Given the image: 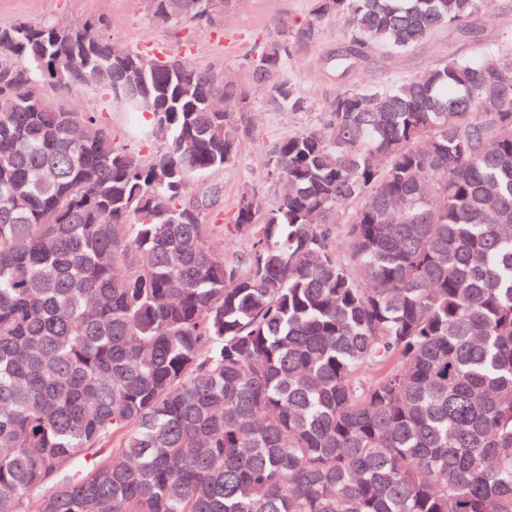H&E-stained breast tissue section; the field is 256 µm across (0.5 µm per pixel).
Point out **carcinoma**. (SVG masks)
<instances>
[{"instance_id": "obj_1", "label": "carcinoma", "mask_w": 512, "mask_h": 512, "mask_svg": "<svg viewBox=\"0 0 512 512\" xmlns=\"http://www.w3.org/2000/svg\"><path fill=\"white\" fill-rule=\"evenodd\" d=\"M490 2L317 0L253 74L301 111L284 69L321 19H349L343 76ZM104 28L0 29V512H512V58L340 89L271 151L277 204L220 224L246 92ZM61 86L132 89L150 156Z\"/></svg>"}]
</instances>
